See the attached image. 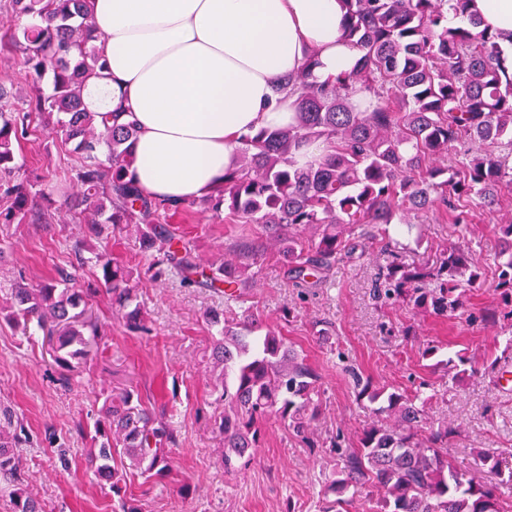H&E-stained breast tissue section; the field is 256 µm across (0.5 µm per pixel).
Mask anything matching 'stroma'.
Listing matches in <instances>:
<instances>
[{"mask_svg":"<svg viewBox=\"0 0 512 512\" xmlns=\"http://www.w3.org/2000/svg\"><path fill=\"white\" fill-rule=\"evenodd\" d=\"M16 161L29 174H46L54 200L52 220L0 224V281L21 278L38 284L62 270L74 272L80 281L92 280V267L73 266L79 226L64 206L72 187L63 173L74 165V156L37 131L17 149ZM469 210L472 224L464 242L485 263L500 246L497 226L503 217L486 211L477 198ZM171 222L195 243L206 264L220 263L225 253L244 245L258 249L256 284L230 302L223 292L186 287L174 277L155 280L151 258L138 252L133 237L111 234L96 240L95 247L138 277L147 333L129 331L106 296H97L92 311L101 336L94 354L65 371L56 366L43 338L31 339L0 324V404L10 406L40 441L39 447L22 450L20 464L28 490L45 502L48 512H117L118 496L87 471L85 450L105 397L126 388L144 406L165 413L177 430V444L168 450V476L148 483L137 471L127 472L126 491L140 512H320L325 477L333 466L330 438L356 442L369 420L342 369L346 362L356 365L375 389L410 391L421 381L432 383L428 419L451 425L448 451L456 465L476 471L485 482L512 473V387L493 383L481 372L458 382L443 364L463 351L474 361H497L499 370L512 368L505 335L480 319L482 310L496 303L490 286L469 293L465 317L422 315L405 304L375 298L376 280L386 264L379 241L367 242L364 257L337 263L325 283L299 288L268 248L261 225L232 224L196 207L179 211ZM453 231L448 223L422 225L418 237L403 239L405 262L433 258L453 241ZM210 308L225 309L230 317L251 310L280 329L316 370L322 391L313 424L318 449L307 448L271 416L260 426L254 463L239 474L224 473V442L213 427L222 407L212 388L219 370L211 359V331L204 317ZM409 325L415 334L408 338L404 330ZM429 345L438 346L436 358H422ZM61 443L70 450L65 466L55 453ZM483 448L500 449L498 472L476 470L475 454Z\"/></svg>","mask_w":512,"mask_h":512,"instance_id":"35a3bbf8","label":"stroma"}]
</instances>
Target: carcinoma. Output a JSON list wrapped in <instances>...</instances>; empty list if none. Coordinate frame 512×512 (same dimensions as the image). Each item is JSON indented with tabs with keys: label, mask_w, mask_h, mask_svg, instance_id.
Instances as JSON below:
<instances>
[{
	"label": "carcinoma",
	"mask_w": 512,
	"mask_h": 512,
	"mask_svg": "<svg viewBox=\"0 0 512 512\" xmlns=\"http://www.w3.org/2000/svg\"><path fill=\"white\" fill-rule=\"evenodd\" d=\"M346 37L362 50L358 64L333 84L287 80L294 121L246 137L238 166L224 175V189L202 199L204 210L225 212L237 224H261L273 240L285 273L304 285L324 281L340 261L355 259L372 229L381 228L387 256L378 295L435 315L455 316L470 289L483 279L469 248L450 244L424 266L401 261L404 244L390 236L412 234L433 215L467 233L472 196L491 212L512 211V61L496 37L470 17L466 27L448 26V13L464 16L470 0H343ZM89 0H5L19 25L0 38V51L18 54L34 73L49 77L52 92L20 99L0 81V224L42 223L43 188L15 163L16 147L31 123L71 146L78 161L67 179L68 206L88 237L135 232L141 252L156 257L155 277L177 275L187 286L247 288L256 276V254L244 248L219 266L200 267L194 244L162 221L173 206L145 195L135 182L126 143L136 135L122 112H90L82 100L85 81L105 67L93 45ZM321 141L325 152L300 163L302 151ZM500 250L493 263L498 302L481 320L512 334V217L497 227ZM80 263L96 267V283L84 287L72 276L31 285L17 280L0 293L8 322L30 334L35 324L56 340L55 362L71 368L84 360L100 335L88 314L91 297L103 292L133 331L145 329L133 272L107 254ZM216 330L212 359L219 368L213 389L224 403L218 431L224 437V472L246 467L259 446L258 421L275 416L307 447L321 398L319 376L280 330L245 310L230 321L209 309ZM453 378L478 372L458 353L445 362ZM358 397L368 398L373 422L357 446L331 441L336 469L326 480L334 499L323 512H350L361 497L375 512H506L512 474L481 483L448 454V423L426 426L431 396L422 383L413 392L370 390L351 372ZM30 434L0 410V487L10 489L13 512H46L24 484L17 449ZM176 431L126 390L105 398L94 421L87 463L98 482L121 491L118 459L127 457L146 478L170 470L165 447Z\"/></svg>",
	"instance_id": "1"
}]
</instances>
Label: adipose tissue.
Listing matches in <instances>:
<instances>
[{"label": "adipose tissue", "instance_id": "1", "mask_svg": "<svg viewBox=\"0 0 512 512\" xmlns=\"http://www.w3.org/2000/svg\"><path fill=\"white\" fill-rule=\"evenodd\" d=\"M91 2L106 68L87 79L84 102L130 113L136 181L172 205L222 188L242 138L292 122L282 77L331 83L361 57L342 0ZM470 11L512 46V0H471Z\"/></svg>", "mask_w": 512, "mask_h": 512}]
</instances>
